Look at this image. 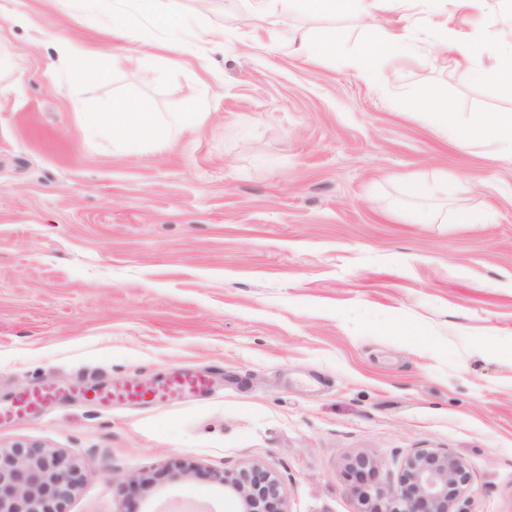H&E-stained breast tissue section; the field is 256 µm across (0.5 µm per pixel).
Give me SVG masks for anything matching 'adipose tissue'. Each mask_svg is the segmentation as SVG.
Listing matches in <instances>:
<instances>
[{"label":"adipose tissue","instance_id":"1","mask_svg":"<svg viewBox=\"0 0 512 512\" xmlns=\"http://www.w3.org/2000/svg\"><path fill=\"white\" fill-rule=\"evenodd\" d=\"M249 10L262 22L287 16L293 6H300L310 13L338 12L355 19L359 24L369 25L378 18L380 0H246ZM137 9L162 23L168 37L163 41L165 49L179 50L185 39L205 45H216V33L207 27L185 30L181 25L182 9L180 0H112V36L114 40L128 38L124 18L129 9ZM500 51L491 59L484 61L479 47L472 41L452 39L435 46L434 55L447 52L458 54L467 66L473 81L481 82L494 77L501 94L512 99V25L499 29ZM425 107L432 126L444 132L450 140L469 148L483 145H495L499 150L512 153V113L494 112L487 115L482 123L472 127L461 126L448 105L444 89L430 86L418 92L410 99L401 100L398 108L410 112L417 107ZM194 121L190 112H177L166 118H159L149 112L139 111L128 101L116 100L107 105L104 111L92 113L90 125L101 127L110 132H120L122 140L130 145L151 140L165 142L171 132L187 127Z\"/></svg>","mask_w":512,"mask_h":512}]
</instances>
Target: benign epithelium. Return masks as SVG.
I'll return each mask as SVG.
<instances>
[{
    "mask_svg": "<svg viewBox=\"0 0 512 512\" xmlns=\"http://www.w3.org/2000/svg\"><path fill=\"white\" fill-rule=\"evenodd\" d=\"M374 460L359 456L350 475L360 489L361 512H467L471 483L466 464L447 451L419 449L405 460L399 488L375 481ZM224 495L239 512H282L281 483L271 471L253 466L224 474ZM78 484L77 468L54 451L15 445L0 448V512H52Z\"/></svg>",
    "mask_w": 512,
    "mask_h": 512,
    "instance_id": "benign-epithelium-1",
    "label": "benign epithelium"
}]
</instances>
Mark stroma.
<instances>
[{
  "mask_svg": "<svg viewBox=\"0 0 512 512\" xmlns=\"http://www.w3.org/2000/svg\"><path fill=\"white\" fill-rule=\"evenodd\" d=\"M0 0V407L58 396L0 423V445L77 466L62 512H205L225 472L275 473L283 512H360L359 456L397 486L405 458L468 466L469 512H512V156L464 149L398 99L438 85L461 125L512 100L471 82L452 33L500 45L456 0H385L376 25L296 9L260 29L244 0H183L222 30L167 53L137 12V61L113 42L111 0ZM415 52L391 58L390 28ZM336 31L305 62L295 38ZM93 51L103 79L49 72L51 33ZM120 98L193 112L168 145L91 130ZM410 173L435 186L408 197ZM495 207L488 224H425V208ZM176 371L210 392L166 406H93L76 385L150 386Z\"/></svg>",
  "mask_w": 512,
  "mask_h": 512,
  "instance_id": "1",
  "label": "stroma"
}]
</instances>
